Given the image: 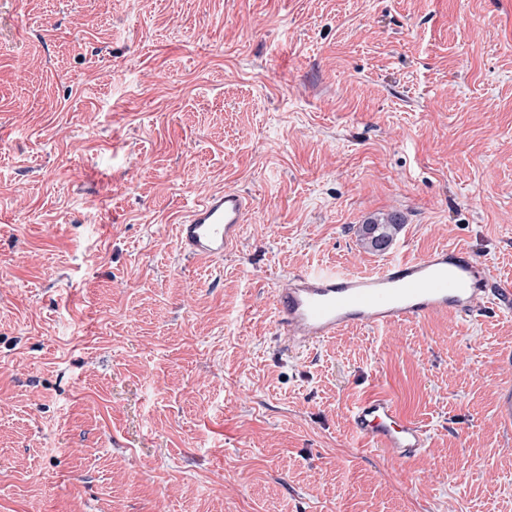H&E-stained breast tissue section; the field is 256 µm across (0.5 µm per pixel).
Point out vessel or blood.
I'll list each match as a JSON object with an SVG mask.
<instances>
[{
	"label": "vessel or blood",
	"instance_id": "1",
	"mask_svg": "<svg viewBox=\"0 0 512 512\" xmlns=\"http://www.w3.org/2000/svg\"><path fill=\"white\" fill-rule=\"evenodd\" d=\"M249 206V199L233 189L194 201L176 226L180 254L222 258L239 242ZM489 303L512 311V284L493 283L486 266L456 247L405 256L371 275L293 274L274 294L278 334L289 352L323 342L347 325L413 321L448 310L472 317ZM350 424L358 438L394 461L411 460L427 446V429L404 417L385 395L358 402Z\"/></svg>",
	"mask_w": 512,
	"mask_h": 512
}]
</instances>
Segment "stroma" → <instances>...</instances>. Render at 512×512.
Wrapping results in <instances>:
<instances>
[{"label":"stroma","mask_w":512,"mask_h":512,"mask_svg":"<svg viewBox=\"0 0 512 512\" xmlns=\"http://www.w3.org/2000/svg\"><path fill=\"white\" fill-rule=\"evenodd\" d=\"M227 189L238 247L179 257ZM443 247L512 280V0H0V512H512V313L276 347L279 278ZM249 206V199L233 189L194 201L176 225L180 254L187 259L224 257L240 241ZM402 223L397 214L369 217L359 228L360 241L370 251H383L391 244ZM350 424L358 438L393 461H409L427 446V429L404 417L395 401L385 395L358 402L352 410Z\"/></svg>","instance_id":"1"}]
</instances>
